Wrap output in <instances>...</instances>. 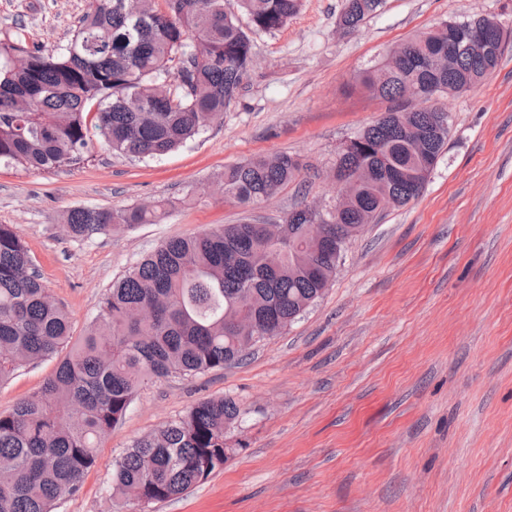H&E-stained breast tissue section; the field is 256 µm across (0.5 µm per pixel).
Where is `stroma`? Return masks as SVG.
I'll return each instance as SVG.
<instances>
[{
    "instance_id": "1",
    "label": "stroma",
    "mask_w": 512,
    "mask_h": 512,
    "mask_svg": "<svg viewBox=\"0 0 512 512\" xmlns=\"http://www.w3.org/2000/svg\"><path fill=\"white\" fill-rule=\"evenodd\" d=\"M343 4L302 0L284 27L254 36L237 102L176 151L138 161L98 148L78 167L0 168V224L23 237L80 336L112 281L167 239L332 205L339 146L387 110L350 90L370 62L446 18L488 16L505 32L497 69L439 98L451 133L422 195L353 238L322 297L242 363L143 387L55 512H512V0H381L353 31L338 25ZM87 7L0 0V38L54 52ZM282 152L304 168L275 197L246 209L219 199L224 166ZM187 194L158 224L88 239L61 228L72 208ZM55 366L1 386L0 412ZM221 397L244 410L224 435L222 471L184 498L108 496L134 439Z\"/></svg>"
}]
</instances>
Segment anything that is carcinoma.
<instances>
[{"label": "carcinoma", "instance_id": "1", "mask_svg": "<svg viewBox=\"0 0 512 512\" xmlns=\"http://www.w3.org/2000/svg\"><path fill=\"white\" fill-rule=\"evenodd\" d=\"M89 0L55 53L20 35L0 38V164L50 171L83 164L99 143L138 159L168 154L223 121L253 65L252 36L281 29L301 0ZM379 0H345L339 18L355 29ZM487 18L443 20L366 68L357 87L392 102L388 112L338 150L334 171L348 191L339 223L315 241L308 208L265 231L246 220L189 238L172 237L112 283L84 335L52 298L22 236L0 224V386L28 367L58 359L39 391L0 412V512H54L81 488L97 448L145 384L194 377L243 359L259 341L298 319L333 280L363 224L417 198L447 149L451 119L406 101L415 86L431 99L467 91L502 58L468 46L461 31ZM302 165L287 153L227 165L217 175L224 203L274 197ZM170 201L118 209L74 208L66 234L89 238L155 224ZM241 406L207 399L133 441L113 464L110 496L153 503L179 497L224 469V433Z\"/></svg>", "mask_w": 512, "mask_h": 512}]
</instances>
